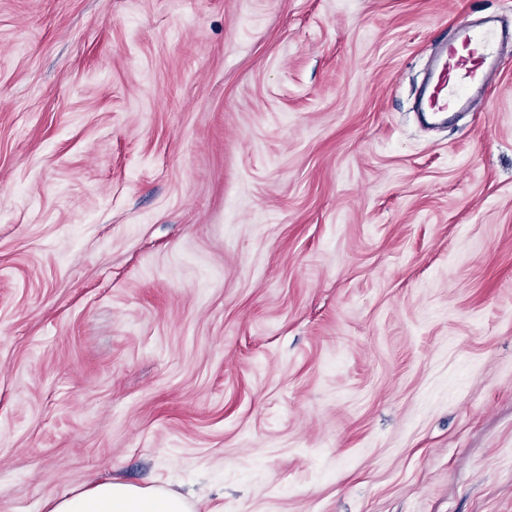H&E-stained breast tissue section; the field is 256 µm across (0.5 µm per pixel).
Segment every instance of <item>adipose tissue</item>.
I'll return each instance as SVG.
<instances>
[{
  "mask_svg": "<svg viewBox=\"0 0 512 512\" xmlns=\"http://www.w3.org/2000/svg\"><path fill=\"white\" fill-rule=\"evenodd\" d=\"M185 497L154 486L143 488L117 481H101L50 503L49 512H193Z\"/></svg>",
  "mask_w": 512,
  "mask_h": 512,
  "instance_id": "1",
  "label": "adipose tissue"
}]
</instances>
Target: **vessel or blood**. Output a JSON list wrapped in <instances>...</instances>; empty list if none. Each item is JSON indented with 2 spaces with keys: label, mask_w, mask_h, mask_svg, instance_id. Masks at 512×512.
<instances>
[{
  "label": "vessel or blood",
  "mask_w": 512,
  "mask_h": 512,
  "mask_svg": "<svg viewBox=\"0 0 512 512\" xmlns=\"http://www.w3.org/2000/svg\"><path fill=\"white\" fill-rule=\"evenodd\" d=\"M506 40L503 29L491 21L457 25L455 37L440 56L424 93L423 112L443 117L451 112L479 110L506 63Z\"/></svg>",
  "instance_id": "b4317fda"
}]
</instances>
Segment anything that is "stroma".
<instances>
[{"label": "stroma", "mask_w": 512, "mask_h": 512, "mask_svg": "<svg viewBox=\"0 0 512 512\" xmlns=\"http://www.w3.org/2000/svg\"><path fill=\"white\" fill-rule=\"evenodd\" d=\"M512 0H0V512H512ZM506 40L503 29L492 21L457 25L455 38L445 47L424 93L422 112L443 117L449 112L479 110L506 64ZM48 512H192L185 497L165 487L143 488L117 481H101L79 492L52 500Z\"/></svg>", "instance_id": "35a3bbf8"}]
</instances>
